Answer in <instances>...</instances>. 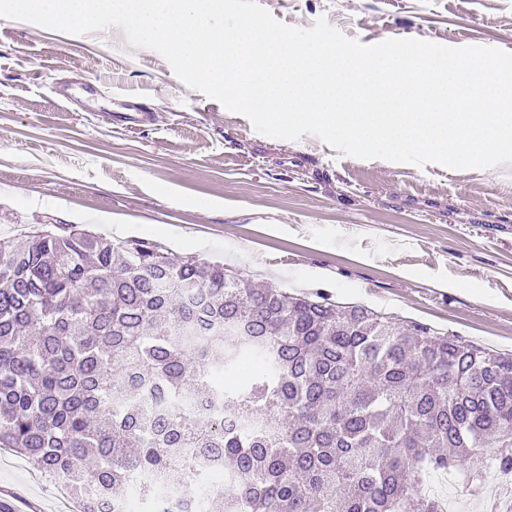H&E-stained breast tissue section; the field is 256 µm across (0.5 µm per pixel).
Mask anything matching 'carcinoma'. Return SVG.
Masks as SVG:
<instances>
[{
	"mask_svg": "<svg viewBox=\"0 0 512 512\" xmlns=\"http://www.w3.org/2000/svg\"><path fill=\"white\" fill-rule=\"evenodd\" d=\"M243 353L260 369L227 391ZM0 448L80 512H179L169 489L201 512H442L427 473L512 474V354L43 224L0 237Z\"/></svg>",
	"mask_w": 512,
	"mask_h": 512,
	"instance_id": "obj_1",
	"label": "carcinoma"
}]
</instances>
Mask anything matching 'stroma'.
Returning <instances> with one entry per match:
<instances>
[{
  "label": "stroma",
  "mask_w": 512,
  "mask_h": 512,
  "mask_svg": "<svg viewBox=\"0 0 512 512\" xmlns=\"http://www.w3.org/2000/svg\"><path fill=\"white\" fill-rule=\"evenodd\" d=\"M373 44L418 38L512 52V0H258ZM70 35L0 18V236L39 224L148 239L291 292L329 293L512 353V164L419 167L255 131L112 28ZM72 87L68 102L52 93ZM139 97L153 119L121 115ZM447 512H489L512 485L432 472ZM0 497L74 512L63 485L0 451Z\"/></svg>",
  "instance_id": "stroma-1"
}]
</instances>
